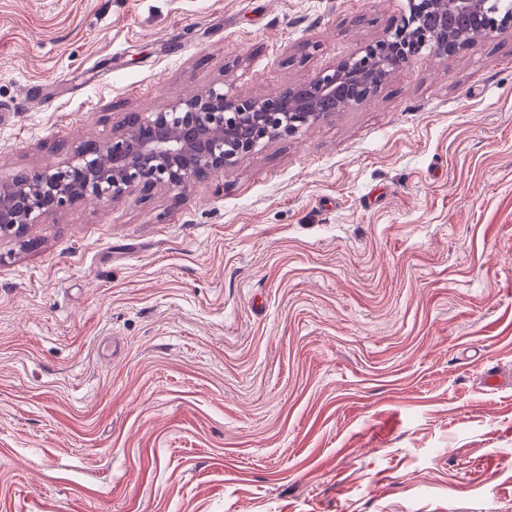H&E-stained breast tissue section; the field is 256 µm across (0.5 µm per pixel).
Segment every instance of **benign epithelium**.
<instances>
[{
  "label": "benign epithelium",
  "mask_w": 512,
  "mask_h": 512,
  "mask_svg": "<svg viewBox=\"0 0 512 512\" xmlns=\"http://www.w3.org/2000/svg\"><path fill=\"white\" fill-rule=\"evenodd\" d=\"M496 12L494 0H405L383 35L307 81L259 96L223 82L157 112H130L111 137L82 140L65 161L0 181V240L21 238L31 225L77 205H109L157 187L182 191L217 176L270 143L373 99L393 71L424 51L457 55L472 26L486 37L512 31V12L495 18Z\"/></svg>",
  "instance_id": "1"
}]
</instances>
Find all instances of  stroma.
Instances as JSON below:
<instances>
[{"instance_id": "1", "label": "stroma", "mask_w": 512, "mask_h": 512, "mask_svg": "<svg viewBox=\"0 0 512 512\" xmlns=\"http://www.w3.org/2000/svg\"><path fill=\"white\" fill-rule=\"evenodd\" d=\"M404 0H0V179ZM0 240V512H512V32L182 193Z\"/></svg>"}]
</instances>
